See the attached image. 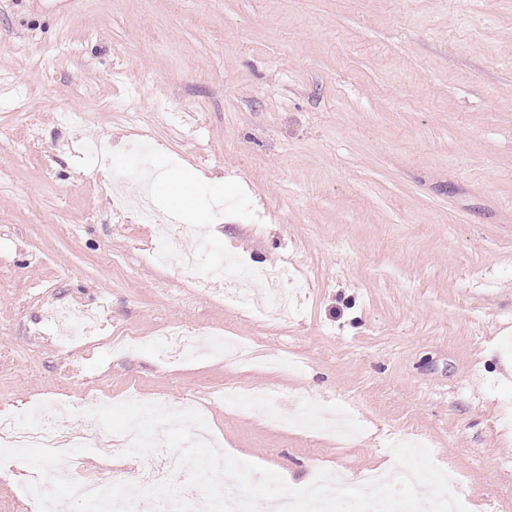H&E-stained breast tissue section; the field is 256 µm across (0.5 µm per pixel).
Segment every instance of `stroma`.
I'll return each instance as SVG.
<instances>
[{"instance_id":"stroma-1","label":"stroma","mask_w":512,"mask_h":512,"mask_svg":"<svg viewBox=\"0 0 512 512\" xmlns=\"http://www.w3.org/2000/svg\"><path fill=\"white\" fill-rule=\"evenodd\" d=\"M155 173L198 183L197 280L112 212L114 189L169 211ZM239 254L270 272L248 313L207 283ZM284 263L308 286L269 319ZM68 306L101 331L62 343ZM171 326L254 359L168 357ZM90 399L199 409L296 487L413 439L470 512H512V0H0V409ZM122 447L80 475L152 485ZM30 473L0 467V512H28Z\"/></svg>"}]
</instances>
